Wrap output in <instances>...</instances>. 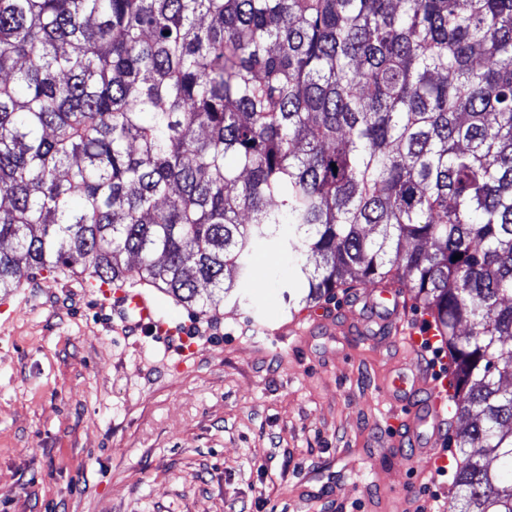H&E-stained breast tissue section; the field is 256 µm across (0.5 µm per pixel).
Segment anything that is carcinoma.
Here are the masks:
<instances>
[{"label": "carcinoma", "instance_id": "cac0c4a2", "mask_svg": "<svg viewBox=\"0 0 512 512\" xmlns=\"http://www.w3.org/2000/svg\"><path fill=\"white\" fill-rule=\"evenodd\" d=\"M285 228L305 303L411 289L458 512H512V0H0V293L204 312Z\"/></svg>", "mask_w": 512, "mask_h": 512}]
</instances>
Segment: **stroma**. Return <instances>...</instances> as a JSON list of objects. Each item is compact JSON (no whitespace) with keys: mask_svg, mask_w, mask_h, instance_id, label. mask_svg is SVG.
Returning a JSON list of instances; mask_svg holds the SVG:
<instances>
[{"mask_svg":"<svg viewBox=\"0 0 512 512\" xmlns=\"http://www.w3.org/2000/svg\"><path fill=\"white\" fill-rule=\"evenodd\" d=\"M250 267L204 313L146 288L178 330L164 338L66 274L1 296L0 512H451L459 423L427 460L391 444L397 338L349 332L343 291L335 326L293 335L287 245Z\"/></svg>","mask_w":512,"mask_h":512,"instance_id":"obj_1","label":"stroma"}]
</instances>
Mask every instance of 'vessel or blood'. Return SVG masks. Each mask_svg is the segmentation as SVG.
<instances>
[{
	"label": "vessel or blood",
	"mask_w": 512,
	"mask_h": 512,
	"mask_svg": "<svg viewBox=\"0 0 512 512\" xmlns=\"http://www.w3.org/2000/svg\"><path fill=\"white\" fill-rule=\"evenodd\" d=\"M378 296L387 301L384 311L388 333L401 337L411 353H419L424 336L415 330L404 328L401 321L404 304L398 292L384 288L376 296L360 294L359 300L368 305ZM113 309L133 333L157 337L174 333L173 328L160 317L156 304L139 291L128 290L116 297ZM411 370V382L398 380L392 385L394 391L408 394L405 401L408 413L405 418L393 421L392 426L396 445L410 446L413 456L426 458L445 434L448 425V397L452 388L449 381L431 380L419 362H412Z\"/></svg>",
	"instance_id": "1"
}]
</instances>
